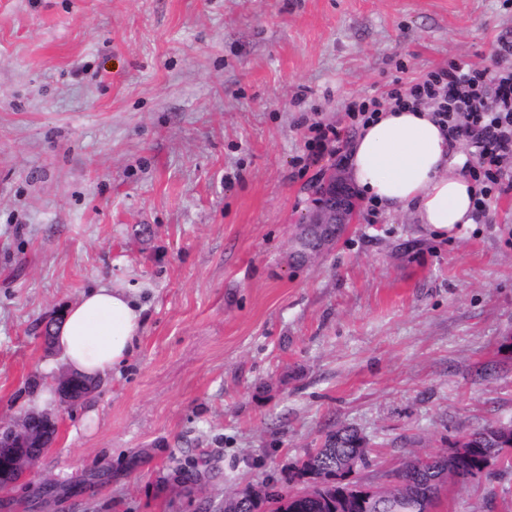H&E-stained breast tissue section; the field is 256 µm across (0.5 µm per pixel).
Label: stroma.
<instances>
[{
  "label": "stroma",
  "instance_id": "stroma-1",
  "mask_svg": "<svg viewBox=\"0 0 512 512\" xmlns=\"http://www.w3.org/2000/svg\"><path fill=\"white\" fill-rule=\"evenodd\" d=\"M512 41V0H0V420L57 434L0 512H221L350 425L380 484L512 422V193L447 234L360 200L292 262L310 125ZM138 291L140 339L71 408L44 324ZM434 512H512V463Z\"/></svg>",
  "mask_w": 512,
  "mask_h": 512
}]
</instances>
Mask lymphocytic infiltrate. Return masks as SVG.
<instances>
[{
	"instance_id": "f902f5d3",
	"label": "lymphocytic infiltrate",
	"mask_w": 512,
	"mask_h": 512,
	"mask_svg": "<svg viewBox=\"0 0 512 512\" xmlns=\"http://www.w3.org/2000/svg\"><path fill=\"white\" fill-rule=\"evenodd\" d=\"M511 59L512 43L502 42L489 65L455 62L429 72L408 94L390 93L399 105L408 97L417 105H433L449 143L472 148L465 174L479 187L474 201L479 218L493 197L512 191V69L503 66Z\"/></svg>"
}]
</instances>
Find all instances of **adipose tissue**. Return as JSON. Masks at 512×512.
Listing matches in <instances>:
<instances>
[{"label": "adipose tissue", "instance_id": "adipose-tissue-1", "mask_svg": "<svg viewBox=\"0 0 512 512\" xmlns=\"http://www.w3.org/2000/svg\"><path fill=\"white\" fill-rule=\"evenodd\" d=\"M348 169L361 197L414 210L420 223L452 231L473 221L477 187L454 170L448 137L430 109L380 112L354 141ZM143 322L132 289L103 284L65 310L55 343L73 373L96 379L132 355Z\"/></svg>", "mask_w": 512, "mask_h": 512}]
</instances>
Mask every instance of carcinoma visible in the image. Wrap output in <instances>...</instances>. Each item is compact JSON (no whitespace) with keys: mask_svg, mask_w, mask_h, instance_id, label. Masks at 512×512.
<instances>
[{"mask_svg":"<svg viewBox=\"0 0 512 512\" xmlns=\"http://www.w3.org/2000/svg\"><path fill=\"white\" fill-rule=\"evenodd\" d=\"M467 437L472 448L469 457L416 456L392 472L400 486L380 501L369 486L350 480L341 469L345 456L357 457L360 466L368 464L362 434L350 426L331 429L320 450L306 453L302 467L287 468L280 480L261 489L245 512H433L447 477L480 471L512 448V437L500 433L493 423L470 431ZM317 479L331 484L327 494L300 500L290 497L291 486Z\"/></svg>","mask_w":512,"mask_h":512,"instance_id":"1","label":"carcinoma"}]
</instances>
